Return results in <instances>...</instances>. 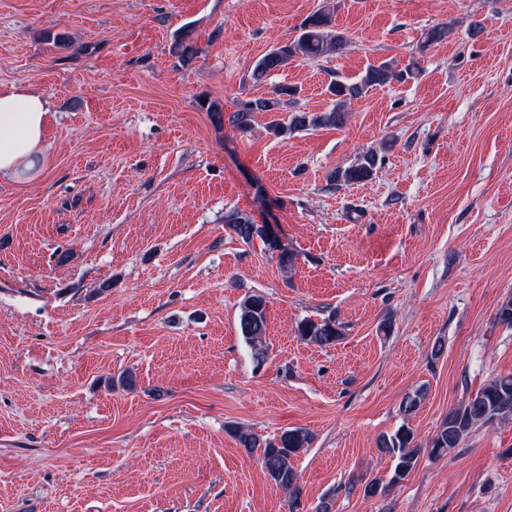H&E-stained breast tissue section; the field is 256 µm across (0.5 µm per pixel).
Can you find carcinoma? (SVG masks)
<instances>
[{"instance_id": "obj_1", "label": "carcinoma", "mask_w": 512, "mask_h": 512, "mask_svg": "<svg viewBox=\"0 0 512 512\" xmlns=\"http://www.w3.org/2000/svg\"><path fill=\"white\" fill-rule=\"evenodd\" d=\"M339 4L326 0L318 10L307 16L299 26V34L291 41L280 44L260 57L254 64L251 77L254 81L265 80L275 71H280L298 60L330 57L342 53L347 46L343 33L336 30L335 16ZM415 70L407 67L397 71L388 62L371 65L355 81L336 79L329 83L327 92L334 97V105L323 112H295L288 124L278 119L267 123L268 133L275 137L290 136L297 132L316 131L325 127H336L344 122L345 109L349 103L360 98L374 86L392 80L404 81L412 78ZM297 94L291 86H279L270 98L241 101L229 116L217 103L207 104L216 122L228 118L232 127L246 131L252 127L256 115L278 112L290 103ZM377 155L373 151L361 154L352 164L336 168L329 179L338 186H352L369 180L376 169ZM224 224L245 242L258 240L265 249L278 253L280 265L287 271L295 268L297 255L281 248L276 235L266 224H258L253 218L239 210L224 213ZM239 327L242 337L252 350L253 359L262 364L266 358L265 336L267 329L266 300L251 294L241 302ZM297 335L320 346H330L342 340L341 325L333 318L320 321L306 319L299 323ZM512 422V375L494 377L485 386L468 395L460 404L448 411L437 433L430 441V448L423 449L415 442V434L408 427H400L379 441L381 452L393 459V470L388 484L374 479L365 483L363 493L367 497L385 495L388 488L404 480L416 466L424 452L434 456L446 455L457 448L478 425ZM238 443L249 452H257L263 468L275 485L288 492L290 512H295L301 494L297 484L298 474L293 466L294 457L304 448L310 447L312 437L303 428L282 431L272 440L262 441L241 426L230 429Z\"/></svg>"}]
</instances>
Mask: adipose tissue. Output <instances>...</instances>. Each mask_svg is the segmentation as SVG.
<instances>
[{"mask_svg":"<svg viewBox=\"0 0 512 512\" xmlns=\"http://www.w3.org/2000/svg\"><path fill=\"white\" fill-rule=\"evenodd\" d=\"M47 97L28 85L0 88V182L22 181L45 166Z\"/></svg>","mask_w":512,"mask_h":512,"instance_id":"ef3b65f1","label":"adipose tissue"}]
</instances>
